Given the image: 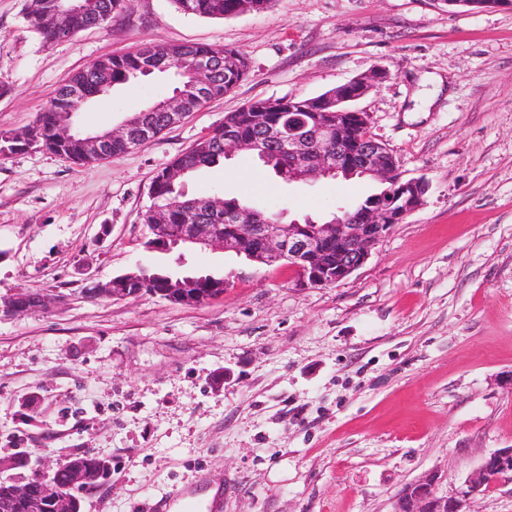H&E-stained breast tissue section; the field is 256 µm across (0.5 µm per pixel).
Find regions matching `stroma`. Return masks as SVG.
<instances>
[{"mask_svg": "<svg viewBox=\"0 0 512 512\" xmlns=\"http://www.w3.org/2000/svg\"><path fill=\"white\" fill-rule=\"evenodd\" d=\"M26 0H0V131L31 127L62 81L144 44L244 51L238 87L129 153L78 166L34 148L0 157V295H54L0 317V459L56 469L111 459L82 512H391L438 471L457 494L483 458L512 446V7L440 0H274L226 19L171 0H124L105 25L46 42ZM370 135L423 204L335 285L231 252L145 251L153 177L245 102L316 96L368 74ZM160 75L79 118L87 132L170 94ZM370 179L290 185L237 153L187 183L286 218L318 219L376 192ZM224 278L183 304L87 290L135 266Z\"/></svg>", "mask_w": 512, "mask_h": 512, "instance_id": "stroma-1", "label": "stroma"}]
</instances>
